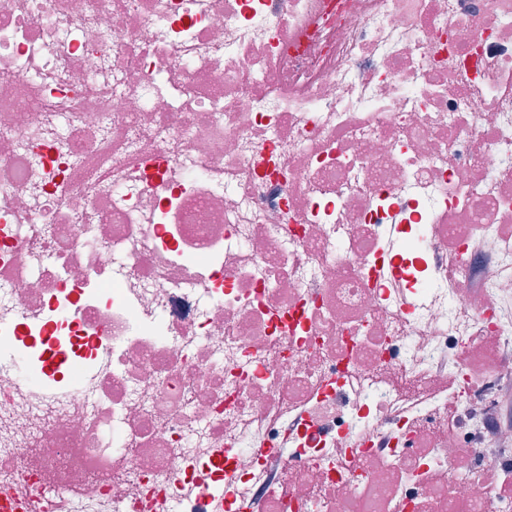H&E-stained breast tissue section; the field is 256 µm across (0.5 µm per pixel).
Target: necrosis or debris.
<instances>
[{"mask_svg":"<svg viewBox=\"0 0 512 512\" xmlns=\"http://www.w3.org/2000/svg\"><path fill=\"white\" fill-rule=\"evenodd\" d=\"M507 385L512 0H0V492L512 512Z\"/></svg>","mask_w":512,"mask_h":512,"instance_id":"4bbe7bcc","label":"necrosis or debris"}]
</instances>
